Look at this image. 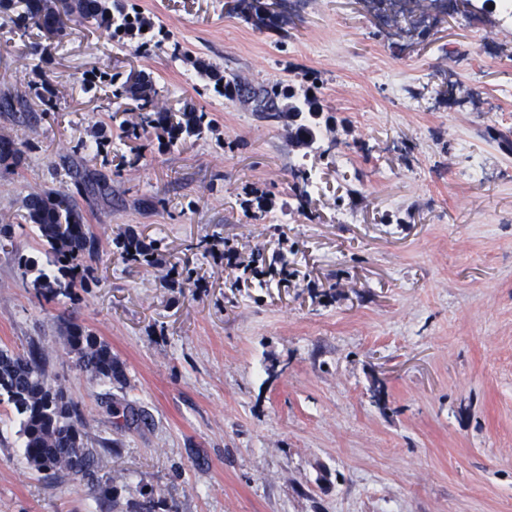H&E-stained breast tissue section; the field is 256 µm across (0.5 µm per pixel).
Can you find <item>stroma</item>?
Wrapping results in <instances>:
<instances>
[{
  "label": "stroma",
  "mask_w": 512,
  "mask_h": 512,
  "mask_svg": "<svg viewBox=\"0 0 512 512\" xmlns=\"http://www.w3.org/2000/svg\"><path fill=\"white\" fill-rule=\"evenodd\" d=\"M135 2L161 48L74 27L51 119L0 113V135L34 145L0 165V349L44 347L100 453L92 482L31 469L1 403L0 512H137L147 492L155 512H512V154L488 137L512 132V24L497 0L402 30L387 0ZM176 41L256 85L315 77L321 144L294 147L286 121L217 96L172 58ZM22 44L0 49V94L33 98ZM95 66L151 73L212 132L123 137L126 112L81 88ZM90 145L112 180L111 200L82 204L98 280L49 301L24 199L59 188ZM299 160L314 178L302 204L288 188ZM124 229L157 241L161 263L125 261ZM259 249L289 278L257 301L233 283ZM174 266L201 287L173 284ZM72 323L110 345L123 381L80 370ZM126 407L144 422L126 424Z\"/></svg>",
  "instance_id": "1"
}]
</instances>
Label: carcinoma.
Wrapping results in <instances>:
<instances>
[{
	"label": "carcinoma",
	"instance_id": "1",
	"mask_svg": "<svg viewBox=\"0 0 512 512\" xmlns=\"http://www.w3.org/2000/svg\"><path fill=\"white\" fill-rule=\"evenodd\" d=\"M0 14L3 15L0 29L8 25L25 34L34 31L39 37V41L29 43L26 49L37 60L41 109H33L28 95L19 90L0 96V112L29 128L50 118L54 92L47 68L53 62L56 49L70 35L71 26L94 27L113 38L119 35L129 42H137L139 48L149 43L148 33L142 28L152 27L131 0H0ZM192 64L224 99L247 105L265 119H288L293 144L310 147L316 143L323 113V105L316 95L306 92L297 99L294 89L282 82L261 84L244 91L236 85V77L224 75L206 59L196 57ZM82 86L84 92L92 94L110 87L115 99L135 102L139 122L133 130L160 129L168 135L172 146L187 137H202L212 123L209 113L188 102L174 114L159 106L156 81L146 72L123 80L119 73L109 74L93 68L85 73ZM26 147L25 141L1 135L0 163L20 166ZM290 174L289 188L302 201L308 197V187L313 185L312 174L302 165L291 167ZM69 177L73 188L33 192L24 201L25 220L33 225L36 237L45 246L50 266L54 267L49 273L39 272L38 287L48 299L69 297L76 290L88 287L95 273L90 262L99 257L101 243L85 223L78 199L111 195L106 174L95 168L92 158L74 165ZM115 245L127 261H158L159 246L145 242L130 230L119 232ZM67 345L77 357L79 368L92 378L110 382L123 377L110 346L81 325H69ZM2 396L7 397L20 417L24 458L30 468L54 476L94 477L99 465L94 443L82 431L71 398L63 389L47 382L39 351L20 354L0 350Z\"/></svg>",
	"mask_w": 512,
	"mask_h": 512
}]
</instances>
